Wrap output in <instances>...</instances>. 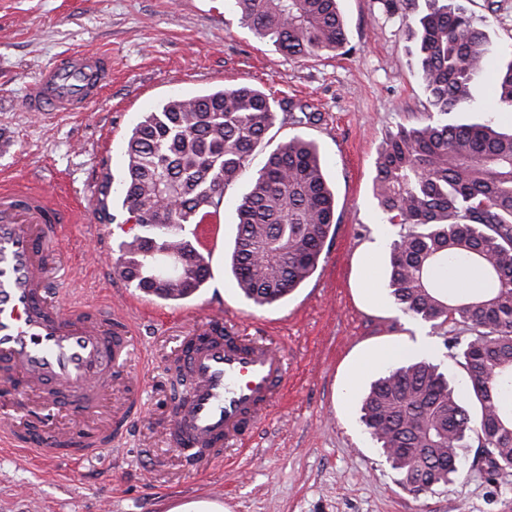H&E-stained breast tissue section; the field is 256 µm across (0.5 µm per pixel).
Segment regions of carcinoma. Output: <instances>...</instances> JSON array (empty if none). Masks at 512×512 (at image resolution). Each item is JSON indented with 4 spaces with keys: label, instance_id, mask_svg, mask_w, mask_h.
Instances as JSON below:
<instances>
[{
    "label": "carcinoma",
    "instance_id": "1",
    "mask_svg": "<svg viewBox=\"0 0 512 512\" xmlns=\"http://www.w3.org/2000/svg\"><path fill=\"white\" fill-rule=\"evenodd\" d=\"M408 24L417 33L420 79L432 113L401 126L375 162L373 196L391 244L387 289L406 315L432 327L463 324L476 336L460 348L470 413L444 374L408 362L374 382L361 422L412 491L446 485L461 458L489 476L512 472V131L457 123L490 51L484 25L452 3ZM241 23L282 54L306 60L346 53L338 0H232ZM498 105L512 107V63L498 76ZM278 119L275 100L248 85L173 96L146 112L125 147L122 207L135 224L119 244L123 279L163 300L191 297L208 262L183 230L216 217ZM336 202L317 143L294 135L269 152L236 206L231 272L252 304L272 306L316 271L335 231ZM173 250L180 275L163 278L154 260ZM455 265L480 277L458 294L436 276Z\"/></svg>",
    "mask_w": 512,
    "mask_h": 512
}]
</instances>
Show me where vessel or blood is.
<instances>
[{
    "label": "vessel or blood",
    "mask_w": 512,
    "mask_h": 512,
    "mask_svg": "<svg viewBox=\"0 0 512 512\" xmlns=\"http://www.w3.org/2000/svg\"><path fill=\"white\" fill-rule=\"evenodd\" d=\"M112 79L103 52L62 56L41 68L28 87L33 112H80ZM71 212L36 189L0 190V387L20 383L39 392L42 411L68 400L94 413L101 394L130 384L133 343L128 319L111 307L66 303L53 286L55 249ZM184 379L169 440L190 466L216 460L222 448L245 446L260 413L288 383L279 351L212 327L183 344ZM139 392L113 424L42 443L36 422L0 424V444L34 457L91 461L123 436L139 411Z\"/></svg>",
    "instance_id": "vessel-or-blood-1"
}]
</instances>
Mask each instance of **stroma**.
<instances>
[{
  "label": "stroma",
  "instance_id": "1",
  "mask_svg": "<svg viewBox=\"0 0 512 512\" xmlns=\"http://www.w3.org/2000/svg\"><path fill=\"white\" fill-rule=\"evenodd\" d=\"M486 23L492 52L459 123L512 129V110L495 104L496 77L512 61V0H457ZM348 52L292 60L261 43L228 0H0V181L44 188L78 207L58 247L63 301L130 303L133 360L143 414L121 451L73 465L32 462L0 449V512H172L211 501L223 512H512V474L490 479L463 459L454 482L409 492L365 432L361 401L390 367L427 358L458 393L466 372L450 336L394 305L387 258L395 226L372 193L375 162L399 126L429 114L407 17L428 0H340ZM112 56V82L84 112L27 111L28 85L69 52ZM249 85L275 100L306 105L316 123L284 113L274 142L315 141L336 196V229L315 273L281 302L258 308L235 287L228 254L235 206L262 167L256 155L224 194L213 223L185 235L205 256L210 277L193 296L167 301L128 284L112 268L129 226L120 204L128 135L141 113L173 95L192 97ZM379 251H372V243ZM373 289H364L366 280ZM214 320L241 336L280 347L288 389L258 423L250 452L188 468L168 439L174 385L168 371L184 336Z\"/></svg>",
  "mask_w": 512,
  "mask_h": 512
}]
</instances>
